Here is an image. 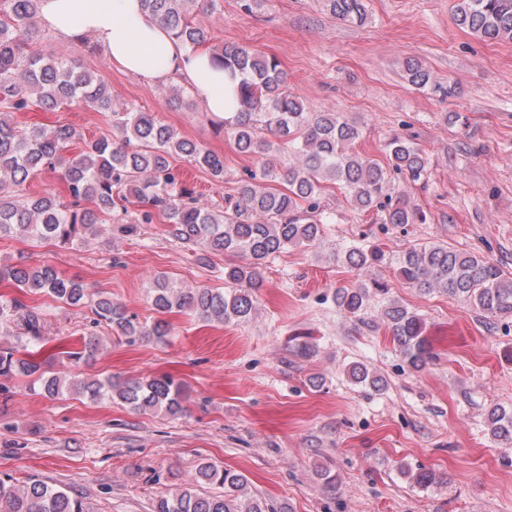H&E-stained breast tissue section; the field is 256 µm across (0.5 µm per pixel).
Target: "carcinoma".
<instances>
[{
  "mask_svg": "<svg viewBox=\"0 0 512 512\" xmlns=\"http://www.w3.org/2000/svg\"><path fill=\"white\" fill-rule=\"evenodd\" d=\"M197 0H142L144 9L159 18L185 47L205 50L231 80H239L238 112L224 113V133L244 156L275 153L288 163L264 162L259 172L240 182L235 197L214 211L184 182L171 160L180 158L224 182V157L186 139L170 125L137 104L112 103L109 85L96 74L79 70L61 56L27 51L36 35L39 0H0V238L23 236L40 242L74 245L99 226L110 224L130 234L140 224L159 220L182 247L196 253H224L237 261L224 265V287L178 286L163 276L149 288L159 314L184 313L202 321L228 324L248 319L256 308V289L267 263L291 247H315L324 225L337 221L336 212L322 204L337 191L360 212H375L380 224L395 227L426 223L425 213L396 182L425 186L431 162L408 136L394 133L386 144V164L360 151L359 123L342 112H309L288 90L287 73L274 55L247 45L210 46L208 31L191 17ZM331 16L362 25L365 0H322ZM455 20L484 41H512V0H458ZM406 81L417 90L451 98L458 85L442 80L416 59L404 63ZM108 112L112 139H86L72 125L21 126L14 116L37 106L52 112L62 106ZM81 142L77 154L68 148ZM44 171L58 184L34 196L29 182ZM90 201L93 207L83 206ZM343 262L357 279L336 287V305L355 325L370 331L380 326L406 366L421 370L433 358L425 321L389 296L388 284L369 278V268L395 266L404 283L424 294L442 293L481 311L490 319H512V273L473 252L443 242L427 241L390 257L379 246L362 240L342 252ZM17 294L0 295V335L16 345L0 347V376L33 380L39 394L55 398L64 392L93 402L109 399L139 412L161 410L174 417L185 411L181 385L168 375L145 380L65 378L49 375L47 361L27 345L45 334L44 312L25 302L47 296L70 306H91L94 323L105 324L131 342L161 341L170 323L157 319L141 323L102 293L92 296L85 284L62 275L50 265L25 263L0 267V282ZM378 307L379 319L371 308ZM92 333L82 337L81 349L67 352L74 363L100 352ZM356 385L380 391L384 380L363 364L348 368ZM491 436L512 445V410L495 407L488 416ZM402 473L420 488L446 483L441 474L419 466ZM244 474L211 462L197 468L195 483L180 486L156 500L153 512H281L266 499L248 495ZM0 512H84L82 501L41 480L21 486L0 479Z\"/></svg>",
  "mask_w": 512,
  "mask_h": 512,
  "instance_id": "cac0c4a2",
  "label": "carcinoma"
}]
</instances>
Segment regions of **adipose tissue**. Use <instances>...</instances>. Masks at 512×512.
<instances>
[{
  "instance_id": "1",
  "label": "adipose tissue",
  "mask_w": 512,
  "mask_h": 512,
  "mask_svg": "<svg viewBox=\"0 0 512 512\" xmlns=\"http://www.w3.org/2000/svg\"><path fill=\"white\" fill-rule=\"evenodd\" d=\"M39 14L60 37L93 36L112 63L143 82L185 83L216 119L238 109L223 69L181 45L141 0H39Z\"/></svg>"
}]
</instances>
